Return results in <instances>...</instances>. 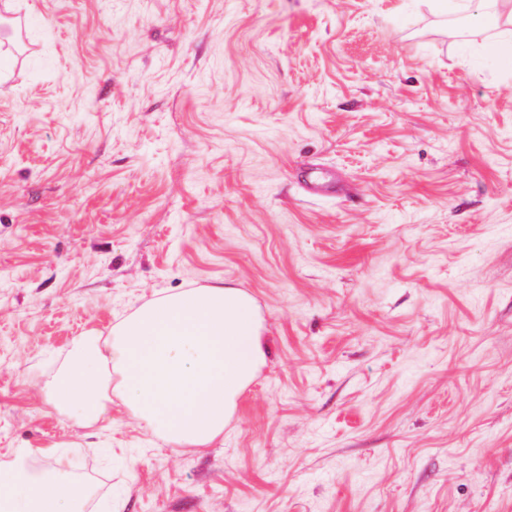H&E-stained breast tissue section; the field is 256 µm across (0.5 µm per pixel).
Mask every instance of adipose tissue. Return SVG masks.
Returning <instances> with one entry per match:
<instances>
[{
  "instance_id": "1",
  "label": "adipose tissue",
  "mask_w": 512,
  "mask_h": 512,
  "mask_svg": "<svg viewBox=\"0 0 512 512\" xmlns=\"http://www.w3.org/2000/svg\"><path fill=\"white\" fill-rule=\"evenodd\" d=\"M263 324L253 298L222 283L147 302L110 337L72 342L73 361L50 387L89 425L112 419L120 395L133 415L176 447L205 448L223 437L238 399L264 364ZM119 363L118 383L102 368ZM0 485V512H79L83 489L66 459L35 473L13 466Z\"/></svg>"
}]
</instances>
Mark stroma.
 <instances>
[{"mask_svg": "<svg viewBox=\"0 0 512 512\" xmlns=\"http://www.w3.org/2000/svg\"><path fill=\"white\" fill-rule=\"evenodd\" d=\"M0 477L91 512H512V60L428 0H0ZM330 173L309 196L301 171ZM266 358L179 448L45 385L217 282ZM508 55L512 57V39H497L488 41L482 48L472 55V62L476 65L480 64L481 61L487 57L504 56ZM8 486L0 484L1 512H78L83 489L72 479L68 462L57 458L43 472L35 473L12 463ZM52 488L47 491V487Z\"/></svg>", "mask_w": 512, "mask_h": 512, "instance_id": "35a3bbf8", "label": "stroma"}]
</instances>
